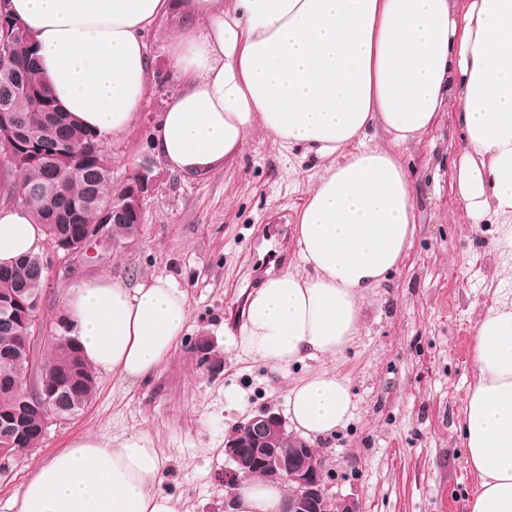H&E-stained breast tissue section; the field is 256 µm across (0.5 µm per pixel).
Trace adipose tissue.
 I'll return each mask as SVG.
<instances>
[{"label": "adipose tissue", "instance_id": "1", "mask_svg": "<svg viewBox=\"0 0 512 512\" xmlns=\"http://www.w3.org/2000/svg\"><path fill=\"white\" fill-rule=\"evenodd\" d=\"M32 33L57 107L102 137L131 128L152 68L145 33L180 23L170 68L180 80L151 133L171 171L208 172L263 131L321 173L293 227L296 263L252 291L244 354L281 371L327 361L288 390L291 431L315 442L345 427L355 401L332 363L358 336L366 296L410 245L413 188L398 150L424 133L450 96L468 147L458 194L477 220L505 218L512 240V0H7ZM382 129L389 147L372 145ZM46 244L31 209L0 207V265ZM166 277L128 288L109 278L70 288L65 318L95 371L139 380L169 357L189 320ZM476 380L459 426L478 479L469 512H512V300L482 316ZM148 433L73 440L29 477L6 512H177ZM238 512H282L284 489L257 477Z\"/></svg>", "mask_w": 512, "mask_h": 512}]
</instances>
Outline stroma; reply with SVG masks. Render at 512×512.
<instances>
[{"mask_svg": "<svg viewBox=\"0 0 512 512\" xmlns=\"http://www.w3.org/2000/svg\"><path fill=\"white\" fill-rule=\"evenodd\" d=\"M174 27L163 21L146 32L154 71L144 101L130 131L105 142L113 182L150 170L143 230L106 254L93 246L53 259L38 318L54 327L69 289L83 280L102 275L132 287L163 276L187 295L188 328L151 378L100 375L92 402L51 425L38 449L0 476V508L72 440L143 431L167 460L177 512H223L225 436L259 411L284 412L291 380L320 367L309 361L285 375L238 346L249 292L295 258L292 227L320 169L257 133L222 167L195 177L171 171L151 132L178 88L168 63ZM456 112L449 106L402 150L415 234L398 271L368 296L361 334L337 363L356 408L319 448L329 497L360 512H466L477 487L458 425L475 381L478 318L495 300L512 299V244L496 224L474 223L459 198L456 167L466 143ZM201 336L223 356L216 370L192 355Z\"/></svg>", "mask_w": 512, "mask_h": 512, "instance_id": "obj_1", "label": "stroma"}]
</instances>
